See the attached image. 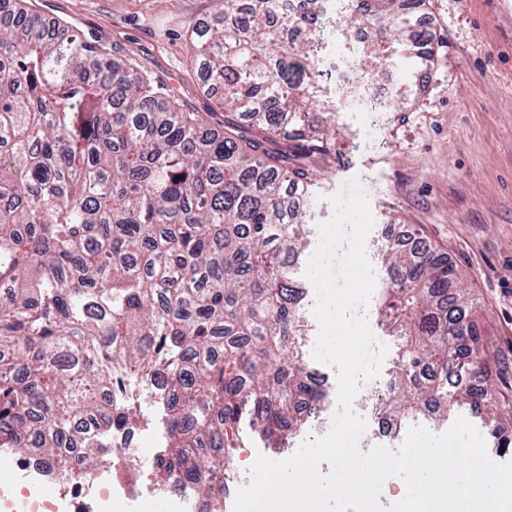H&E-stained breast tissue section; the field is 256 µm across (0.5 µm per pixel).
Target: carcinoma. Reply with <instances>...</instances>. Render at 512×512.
<instances>
[{
	"instance_id": "1",
	"label": "carcinoma",
	"mask_w": 512,
	"mask_h": 512,
	"mask_svg": "<svg viewBox=\"0 0 512 512\" xmlns=\"http://www.w3.org/2000/svg\"><path fill=\"white\" fill-rule=\"evenodd\" d=\"M426 0H340L350 45L369 67L423 62ZM281 0H220L194 32L224 124L168 85L76 34L46 31L26 0L0 18V448L56 476L99 453L87 433L138 421L121 374L160 394L167 441L155 478L224 490L243 414L269 436L307 421L322 391L288 258L308 245L299 203L336 155V105L320 85L315 17ZM300 135L293 150L279 140ZM388 279L377 318L399 341L381 410L448 420L458 406L512 429L485 378L490 347L471 290L419 240L379 250Z\"/></svg>"
}]
</instances>
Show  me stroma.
<instances>
[{
  "instance_id": "1",
  "label": "stroma",
  "mask_w": 512,
  "mask_h": 512,
  "mask_svg": "<svg viewBox=\"0 0 512 512\" xmlns=\"http://www.w3.org/2000/svg\"><path fill=\"white\" fill-rule=\"evenodd\" d=\"M51 24L119 51L166 84L197 112L223 122L216 94L202 84L192 32L219 9L217 0H28ZM434 60L388 67L383 83L400 92L398 112L336 115V159L313 190L309 238L318 243L330 196L351 179L366 192L374 225L369 259L405 230L447 257L477 299L491 347L489 373L512 403V18L496 0H426ZM138 414L145 451L164 442L165 411L144 394ZM305 439L270 447L242 424L232 451L231 485L249 484L257 455L292 456Z\"/></svg>"
}]
</instances>
